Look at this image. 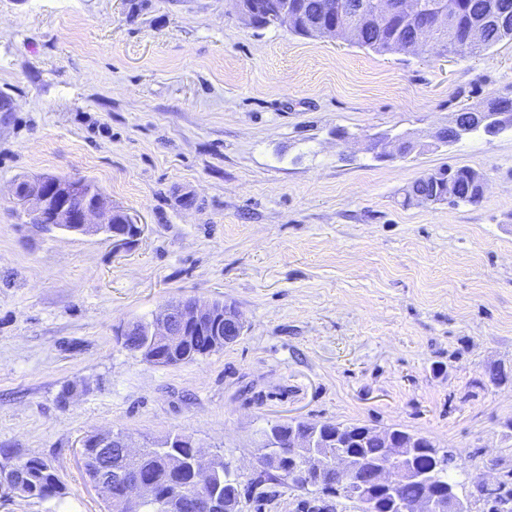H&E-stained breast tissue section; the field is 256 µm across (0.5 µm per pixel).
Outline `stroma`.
I'll list each match as a JSON object with an SVG mask.
<instances>
[{"mask_svg": "<svg viewBox=\"0 0 512 512\" xmlns=\"http://www.w3.org/2000/svg\"><path fill=\"white\" fill-rule=\"evenodd\" d=\"M1 92L0 448L51 463L67 494L0 512H107L77 460L94 430L185 433L246 481L261 430L293 419L431 439L472 512H494L479 488L512 474V130L430 140L512 97V41L377 54L254 27L231 0H0ZM385 133L428 148L378 158ZM448 166L484 174L480 204L404 206ZM35 176L93 182L141 234L30 224L10 186ZM182 296L235 303L243 336L176 366L123 346Z\"/></svg>", "mask_w": 512, "mask_h": 512, "instance_id": "1", "label": "stroma"}]
</instances>
